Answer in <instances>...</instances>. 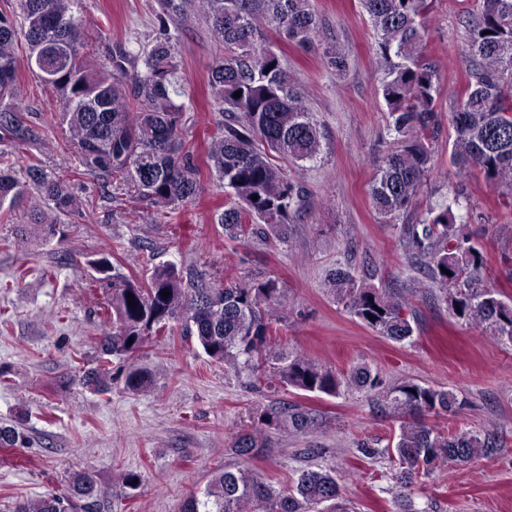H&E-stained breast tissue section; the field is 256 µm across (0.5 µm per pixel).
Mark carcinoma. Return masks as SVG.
<instances>
[{
  "label": "carcinoma",
  "instance_id": "1",
  "mask_svg": "<svg viewBox=\"0 0 512 512\" xmlns=\"http://www.w3.org/2000/svg\"><path fill=\"white\" fill-rule=\"evenodd\" d=\"M78 2L14 0L0 9V141L20 144L28 138L17 65L23 46L27 64L59 92L61 124L86 174L108 175L133 192L132 199L161 211L193 203L205 186L195 150L184 140L178 28L201 16L224 49L208 72L210 96L224 116L205 149L207 165L227 198L217 223L231 240L288 242L294 219L308 205V192L271 154L300 168L319 157L324 134L265 32L300 47L317 45L320 22L310 0H155V24L147 42L136 52L124 45L108 49L97 70L88 65ZM360 4L376 35L384 71L380 91L393 136V148L375 163L371 198L379 219L394 223L412 209L431 170L439 125L436 74L424 60L429 0ZM466 43L470 67L451 117L456 137L449 160L460 176L477 172L502 189L506 206L512 208V0H477ZM321 61L338 76L348 69L347 55L331 43L322 47ZM235 92L241 96L234 97ZM452 194L450 203L429 209L422 222L399 226L413 248L408 265L422 267L431 280L446 286L445 301L456 317L512 343V302L484 285V255L464 233L473 216L453 209L466 195L465 184L456 183ZM21 206L29 207V223L19 225L11 247L25 245L36 232L54 236L57 218L52 212L82 214L68 185L39 164L30 161L18 169L0 162V210L8 216ZM330 281L349 311L378 335L398 344L412 341L415 319L405 313L408 302L401 295L342 267L330 273ZM95 283L108 291L101 317L109 330L97 344V366L82 381L96 392H106L112 384V357L132 360L150 339L177 333L236 371L254 374L270 364V371L261 372L282 387L328 396L350 389L378 393L398 423V434L385 448L362 442L357 452L367 459L388 456L397 466L392 478L401 485L442 466H465L493 456L502 448L490 431H442L414 419L416 414H455L462 401L448 389L412 380L386 389L368 365L338 373L298 352L271 348L287 303L285 289L274 278L219 286L201 280L187 288L175 265L164 263L143 280L116 272ZM162 290L170 295H161ZM125 384L144 393L152 380L131 365ZM258 421L264 428L239 436L231 448L242 464L213 471L202 496L188 497L183 512H334L343 494L334 469L303 470L294 484L276 489L248 466L272 451L270 431L309 433L318 426L319 415L280 401L260 410ZM25 442L16 427L0 426L1 448ZM97 508L96 482L84 474L66 494L17 502L13 512Z\"/></svg>",
  "mask_w": 512,
  "mask_h": 512
}]
</instances>
